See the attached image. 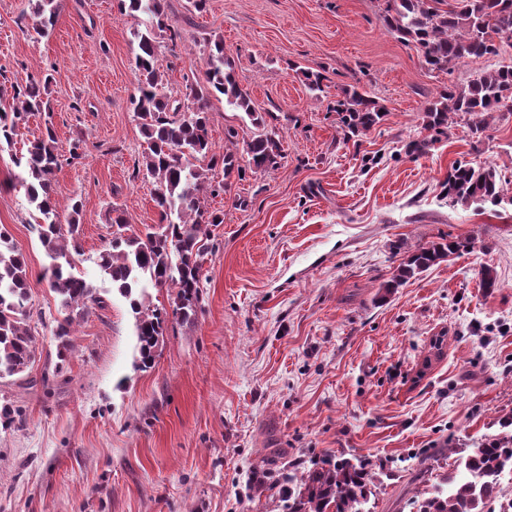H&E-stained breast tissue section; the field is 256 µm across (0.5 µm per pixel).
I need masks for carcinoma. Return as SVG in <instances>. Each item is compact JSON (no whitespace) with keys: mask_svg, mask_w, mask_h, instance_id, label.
<instances>
[{"mask_svg":"<svg viewBox=\"0 0 512 512\" xmlns=\"http://www.w3.org/2000/svg\"><path fill=\"white\" fill-rule=\"evenodd\" d=\"M129 9L149 16L150 27L135 34L138 51L135 68L138 83L130 103L139 120L147 148L142 154L143 175L154 185V202L161 224L136 234L116 216L110 239L99 253L100 275L112 282L130 300L135 315L138 364L150 368L155 347L168 322H188L200 300V270L208 253V226L224 223V211L211 210L204 196L228 190L232 176L243 178L246 171L265 173L278 167L283 158L281 142L274 134H260L247 142L243 152L231 148L218 153L209 136L211 98L224 96L226 102L244 110L252 125L266 124V113L250 106V95L234 76L231 59L224 52V39L208 41L204 79L186 87L182 98L168 93V81L156 55L155 30H164L162 0H120ZM55 0H38V31L45 35L53 27ZM382 20L387 30L413 45L429 71L450 73L468 59L499 55L497 43L512 41V0H385ZM50 77L30 78L14 87L12 99L0 97V148L11 145L19 124L47 110L44 94ZM512 112V62L500 63L479 72L462 87L448 86L436 93L425 107L423 125L433 132L432 140L448 136L456 120L464 122L468 135L481 139L491 128L495 114ZM336 112L341 125L352 137L379 124L385 112L357 85L344 89ZM45 136L32 142L18 166L26 173L23 182L38 215L34 217L39 239L50 266L42 278L58 297L52 317L57 340L54 371H62L71 351L73 326L78 319L102 303L92 284L74 273L73 255L80 253V224L71 219L63 225L52 198V180L60 166L56 138L51 126ZM221 169L217 181L212 171ZM443 194L453 205H512V194L498 172L490 166L457 162L448 168ZM470 239H445L416 248L383 284L392 291L417 272L470 252ZM171 290L169 308H150L143 303L147 285ZM33 309L29 294V268L22 252L11 244L8 232L0 228V377L29 369L40 355L37 338L31 332ZM21 410L12 402H0V426L7 429L21 421ZM503 432L488 437L461 458L454 474L442 482L427 484L428 464L443 449L421 460L411 482L420 483L411 505L416 512H494L491 501L500 493V477L512 472V415L500 421ZM377 474L358 458L327 457L311 467L295 470L279 488L282 512H368L364 508L373 496Z\"/></svg>","mask_w":512,"mask_h":512,"instance_id":"obj_1","label":"carcinoma"}]
</instances>
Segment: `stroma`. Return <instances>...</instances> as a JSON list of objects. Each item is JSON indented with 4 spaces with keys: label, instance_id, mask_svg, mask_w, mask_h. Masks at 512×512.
<instances>
[{
    "label": "stroma",
    "instance_id": "obj_1",
    "mask_svg": "<svg viewBox=\"0 0 512 512\" xmlns=\"http://www.w3.org/2000/svg\"><path fill=\"white\" fill-rule=\"evenodd\" d=\"M35 4L0 0V88L52 77L51 118L30 117L0 148V227L27 260L41 315L31 323L40 359L0 379V397L25 418L0 428V512H270L274 475L330 455L383 466L370 512H411L424 449L443 451L433 480L500 433L512 412V206H452L441 184L456 161L492 165L512 183V112L496 114L479 143L459 123L430 142L422 113L441 88L511 61L512 43L438 74L384 27L385 0H207L200 13L164 0L157 56L174 95L203 78L205 43L223 36L285 157L207 197L224 222L210 229L197 315L169 324L143 370L134 316L95 259L114 215L136 232L159 221L155 187L135 172L146 143L129 103L146 17L119 0H57L42 36ZM307 70L324 75L321 90L306 87ZM349 85L387 110L356 141L344 140L336 110ZM49 127L59 153L81 144V159L56 172L53 197L64 217L81 201L75 271L105 301L77 321L59 374L58 300L39 278L49 260L14 164ZM230 128L241 146L258 133L213 98L216 151ZM414 140L427 141L424 153H407ZM443 235L474 248L382 290L404 251ZM485 266L500 283L491 293L480 285Z\"/></svg>",
    "mask_w": 512,
    "mask_h": 512
}]
</instances>
